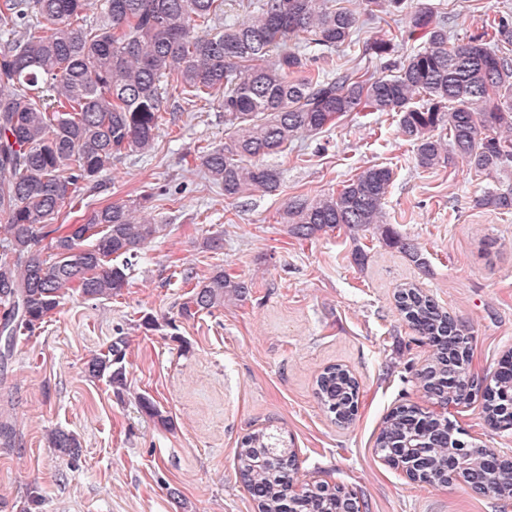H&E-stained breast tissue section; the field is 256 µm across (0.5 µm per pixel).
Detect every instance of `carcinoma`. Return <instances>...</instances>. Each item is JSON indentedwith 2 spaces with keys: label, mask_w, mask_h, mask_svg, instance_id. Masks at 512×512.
Wrapping results in <instances>:
<instances>
[{
  "label": "carcinoma",
  "mask_w": 512,
  "mask_h": 512,
  "mask_svg": "<svg viewBox=\"0 0 512 512\" xmlns=\"http://www.w3.org/2000/svg\"><path fill=\"white\" fill-rule=\"evenodd\" d=\"M370 16L401 13L407 0H363ZM100 0L98 18L87 19L86 0H0V363L13 355L19 336L31 334L78 292L110 299L127 286L128 261L141 255L167 225L136 216L151 196L92 210L80 224L53 221L60 208L125 156H144L159 136L164 104L172 93L186 106L216 103L224 112V142L193 157L205 175L237 199L255 191L275 193L278 168L264 159L288 150L303 135L317 134L350 112H394L401 134L413 142L415 160L431 169L448 153L478 173L512 167V16L489 20L483 35L449 42L448 27L420 6L401 39L415 44L395 72L380 77L340 68L334 76L311 68L338 48L357 44L359 18L333 0ZM394 38L380 36L363 53L384 56ZM393 170L374 165L340 189L288 201L280 214L299 241L343 229L350 236L385 224L384 204ZM476 205L512 211V186L488 190ZM413 263L427 261L420 247L390 236ZM49 240L44 247L42 242ZM94 243L87 244L88 240ZM124 258V263L113 260ZM253 283L222 268L193 288L182 315L212 312L243 301ZM403 321L434 350L418 373L426 396L433 382L449 381L442 401L462 403L473 390L487 423L512 424V362L504 358L479 381L471 373L465 323L413 284L396 299ZM124 354L114 344L85 363L89 378L127 388ZM324 411L349 424L358 411L359 386L342 367H326L316 381ZM431 445L429 483H450L448 449L480 461L493 449L461 438L449 421H434L418 408L393 409L376 439L396 448L411 436ZM47 443L74 454L78 438L62 430ZM17 446V430L0 408V448ZM237 472L255 512H286L298 481L299 460L274 429L248 433L236 455ZM481 493L509 494L508 466L476 465L465 473ZM342 488L309 485L303 512H336Z\"/></svg>",
  "instance_id": "obj_1"
}]
</instances>
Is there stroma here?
Returning <instances> with one entry per match:
<instances>
[{"label": "stroma", "mask_w": 512, "mask_h": 512, "mask_svg": "<svg viewBox=\"0 0 512 512\" xmlns=\"http://www.w3.org/2000/svg\"><path fill=\"white\" fill-rule=\"evenodd\" d=\"M447 17L450 42L477 34L486 13L512 15V0H409ZM153 155L125 157L86 188L90 207L152 194L148 213L166 222L127 271L119 296L73 294L32 335L19 336L0 367V400L17 419L18 445L0 448V512H255L239 480L241 438L276 428L299 458V480L354 491L367 512H512L459 484L411 483L375 450L385 416L416 406L442 411L482 445L512 458V430L491 428L481 400L439 408L417 382L429 349L402 321L395 294L415 283L465 321L472 370L492 372L512 351V211L475 199L504 178L476 175L457 158L419 168L391 112H351L274 157L276 193L233 200L182 157L224 140V114L173 112ZM393 171L384 205L390 230L413 240L420 268L380 231L352 243L344 231L298 241L280 213L289 198L331 193L363 169ZM223 238V249L204 248ZM366 254L352 258L355 245ZM218 268L255 286L247 300L191 318L179 309ZM121 343L128 389L84 373L91 355ZM330 365L360 389L358 414L336 424L315 398ZM148 396L170 425L138 404ZM77 436L78 454L49 448L48 431ZM38 506H31L32 497Z\"/></svg>", "instance_id": "stroma-1"}]
</instances>
